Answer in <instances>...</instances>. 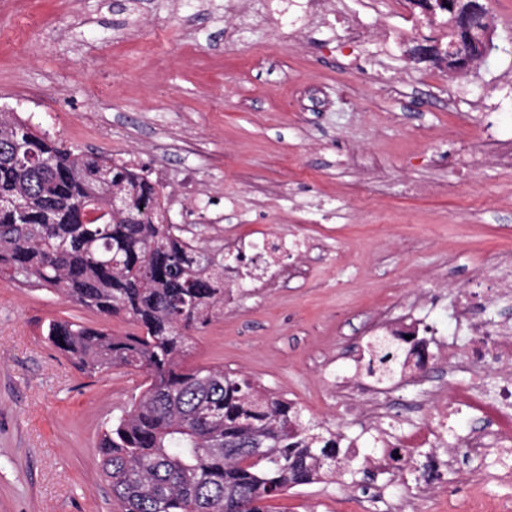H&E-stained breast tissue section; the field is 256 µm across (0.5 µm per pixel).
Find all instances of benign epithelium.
<instances>
[{
	"label": "benign epithelium",
	"mask_w": 512,
	"mask_h": 512,
	"mask_svg": "<svg viewBox=\"0 0 512 512\" xmlns=\"http://www.w3.org/2000/svg\"><path fill=\"white\" fill-rule=\"evenodd\" d=\"M441 8L453 16L458 34L456 49L445 53L437 42L426 39L415 43L411 57L419 62L446 63L449 69L466 73L489 56V45L474 38L476 30L488 27L487 15L475 6V0H445Z\"/></svg>",
	"instance_id": "1"
}]
</instances>
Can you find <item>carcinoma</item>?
<instances>
[{
    "label": "carcinoma",
    "mask_w": 512,
    "mask_h": 512,
    "mask_svg": "<svg viewBox=\"0 0 512 512\" xmlns=\"http://www.w3.org/2000/svg\"><path fill=\"white\" fill-rule=\"evenodd\" d=\"M116 195L122 215L112 212ZM0 281L135 326L123 336L65 320L46 328L82 373L147 374L97 445L120 512H268V500L336 472L338 434L302 424L246 375L188 362L191 333L224 308V256L168 223L163 190L143 171L76 152L5 111ZM368 355L366 373L379 381L403 366L384 336Z\"/></svg>",
    "instance_id": "carcinoma-1"
}]
</instances>
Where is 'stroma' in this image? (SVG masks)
Masks as SVG:
<instances>
[{
  "instance_id": "35a3bbf8",
  "label": "stroma",
  "mask_w": 512,
  "mask_h": 512,
  "mask_svg": "<svg viewBox=\"0 0 512 512\" xmlns=\"http://www.w3.org/2000/svg\"><path fill=\"white\" fill-rule=\"evenodd\" d=\"M500 50L456 75L409 56L419 31L366 10L367 32L398 28L363 55L407 73L387 94L359 74L355 50L321 34L283 47L270 27L230 37L224 0L206 12L172 0H0V110L81 152H134L151 180L190 171L224 216V235L262 231L316 240L287 286L225 288L224 309L196 333L191 363L260 382L303 421L358 450L342 474L268 501V512H357L358 492L403 494L413 481L366 470L375 448L330 390L367 387L364 324L399 301L432 303L433 325L473 274L512 254V166L476 156L459 168L461 129L512 143V0H483ZM235 208L225 211V196ZM448 285L435 287L436 275ZM52 320L102 319L41 289L0 282V512H120L97 444L144 377L77 371L47 340ZM422 512H470L480 464L458 457Z\"/></svg>"
}]
</instances>
